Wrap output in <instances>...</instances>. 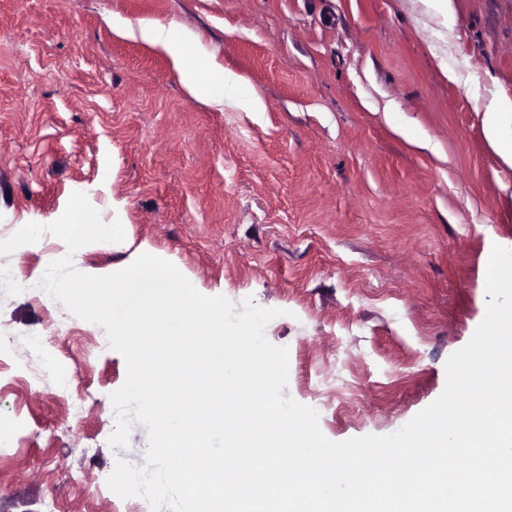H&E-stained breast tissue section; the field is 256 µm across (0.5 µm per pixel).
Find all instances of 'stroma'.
I'll use <instances>...</instances> for the list:
<instances>
[{"label":"stroma","instance_id":"stroma-1","mask_svg":"<svg viewBox=\"0 0 512 512\" xmlns=\"http://www.w3.org/2000/svg\"><path fill=\"white\" fill-rule=\"evenodd\" d=\"M452 3L450 18L438 0H0V240L85 193L125 239L77 263L119 271L147 244L202 294L278 309L283 396L334 442L398 431L484 319L493 245L512 249V167L483 122L512 98V0ZM116 17L192 30L188 60L237 93L208 106L215 80L191 94ZM65 249L44 236L0 271L39 278ZM0 334L57 354L23 344V371L0 370V512L50 494L61 512H151L106 484L148 439L136 423L128 448L108 444L127 367L104 328L15 290Z\"/></svg>","mask_w":512,"mask_h":512}]
</instances>
